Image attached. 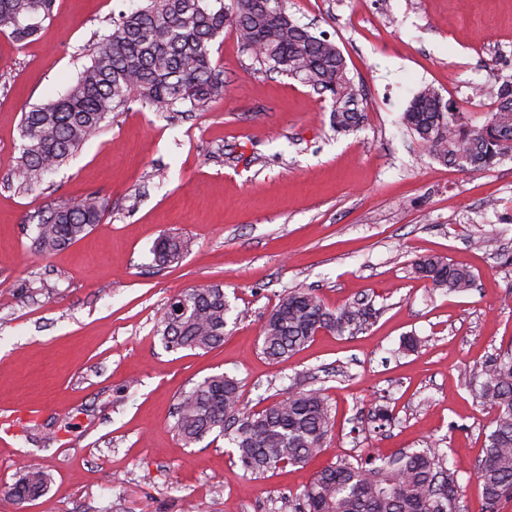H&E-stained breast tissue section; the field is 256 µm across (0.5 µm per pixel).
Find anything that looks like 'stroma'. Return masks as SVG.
<instances>
[{"label": "stroma", "instance_id": "stroma-1", "mask_svg": "<svg viewBox=\"0 0 512 512\" xmlns=\"http://www.w3.org/2000/svg\"><path fill=\"white\" fill-rule=\"evenodd\" d=\"M460 2L285 0L342 51L367 114L358 131L335 133L329 102L256 70L228 29L212 47L224 96L208 111L130 102L32 191L13 177L23 112L64 94L139 0H55L37 40L0 32V512H291L323 466L429 441L457 465L461 512H484L474 466L494 412L473 378L512 350V158L450 168L401 123L425 86L479 121L512 82V0ZM91 193L107 203L102 224L35 256L46 206ZM165 235L188 250L159 266L151 249ZM426 254L471 270L472 289L419 278L412 263ZM202 284L222 285L232 308L223 344L167 350L153 331L161 309ZM292 288L371 316L270 360L260 329ZM221 373L250 411L324 389L334 427L319 458L256 479L227 440L184 444L181 392ZM379 405L394 421L377 434ZM25 466L52 482L19 504L9 490Z\"/></svg>", "mask_w": 512, "mask_h": 512}]
</instances>
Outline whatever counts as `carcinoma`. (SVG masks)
<instances>
[{"label": "carcinoma", "instance_id": "1", "mask_svg": "<svg viewBox=\"0 0 512 512\" xmlns=\"http://www.w3.org/2000/svg\"><path fill=\"white\" fill-rule=\"evenodd\" d=\"M55 0H0V31L19 42L38 38ZM231 28L255 64L284 72L332 102L338 133L358 130L366 114L336 43L300 25L284 0H143L112 19V32L91 49V61L64 95L24 113L15 176L24 189L65 164L101 128L106 117L135 99L160 109L180 106L202 112L224 96V77L211 59L212 42ZM403 124L438 162L466 172L486 171L512 156V82L501 85L497 105L477 126L468 113L431 86L419 90ZM104 201L90 194L78 202L51 204L39 216L33 238L41 256L65 248L102 223ZM188 249L165 236L153 249L161 264L177 263ZM415 272L436 289L464 293L474 275L444 256L415 260ZM185 311L164 307L156 334L165 348L207 350L224 342L230 305L220 285L179 292ZM369 309L354 302L327 308L302 288L285 292L261 329V351L285 360L314 340L318 330L342 334L367 321ZM239 381L228 374L204 378L182 393L175 428L192 444L215 433L229 440L244 471L261 476L287 466H305L324 449L334 420L323 389L290 391L261 411L241 407ZM475 398L496 410L483 456L475 466L486 512L512 501V353L486 365ZM393 415L380 406L371 428L381 432ZM50 474L23 470L9 494L18 502L45 494ZM461 490L445 455L428 445L384 457L369 452L340 459L316 472L294 512H459Z\"/></svg>", "mask_w": 512, "mask_h": 512}]
</instances>
